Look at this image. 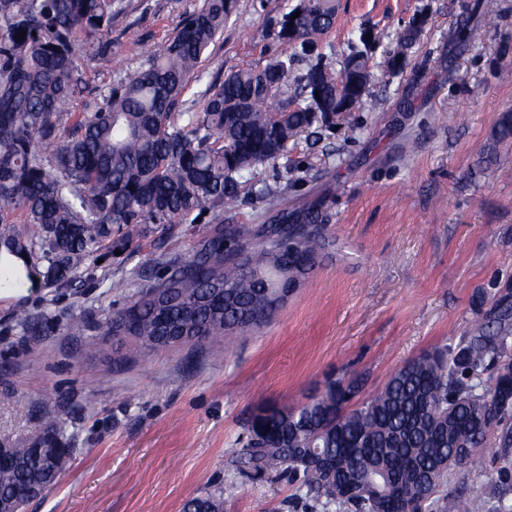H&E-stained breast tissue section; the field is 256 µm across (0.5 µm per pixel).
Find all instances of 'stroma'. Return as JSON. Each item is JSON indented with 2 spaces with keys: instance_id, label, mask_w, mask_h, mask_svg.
<instances>
[{
  "instance_id": "35a3bbf8",
  "label": "stroma",
  "mask_w": 512,
  "mask_h": 512,
  "mask_svg": "<svg viewBox=\"0 0 512 512\" xmlns=\"http://www.w3.org/2000/svg\"><path fill=\"white\" fill-rule=\"evenodd\" d=\"M112 54L86 68L85 109L138 54L159 45L199 0H124ZM477 0H337L324 36L333 59L364 23L386 51L415 10L429 20L399 73L376 76L365 103L321 139L291 152L300 170L260 167L279 193L267 209L249 190L224 207L223 225H146L130 251L81 265L67 288L26 284L0 297V441L35 444L56 433L72 456L65 474L26 512H181L193 494L220 496L224 512H336L287 475L257 476L238 450L257 409L294 406L330 380L356 376L360 397L406 361L474 336L476 294L512 286V143L481 155L502 113L512 111V0L484 22ZM296 0H237L224 35L206 54L205 80L261 67L284 46L276 22ZM465 51L449 38L459 24ZM321 202L331 242L286 304L260 328L229 342L151 351L104 334L168 262L196 253L217 231L274 227L281 212ZM26 309L31 331L16 324ZM80 317L89 328L72 335ZM512 447L463 465L439 496L481 495L484 512L512 504Z\"/></svg>"
}]
</instances>
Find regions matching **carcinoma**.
<instances>
[{"mask_svg": "<svg viewBox=\"0 0 512 512\" xmlns=\"http://www.w3.org/2000/svg\"><path fill=\"white\" fill-rule=\"evenodd\" d=\"M236 0H202L172 36L139 64L116 75L85 111L66 109L85 97L81 63L112 54L107 38L125 14L123 0H0V288H21L40 278L51 288L72 282L86 260L97 263L129 248L145 224L203 223L207 212L237 202L257 167L288 160L291 146L315 125L360 107L374 79L373 45L362 27L339 63L320 50L336 20V0H298L277 22L276 38L291 52L261 68L234 70L199 92L200 112L178 109L203 80L201 62L224 33ZM298 18H293L294 14ZM26 35L20 37V31ZM422 28L406 26L385 60L390 73ZM493 144L512 141V112L491 133ZM23 217V231L10 229ZM312 205L281 219L295 238L277 229L262 242L241 224L224 247L219 234L182 263L167 268L137 299L113 315L105 330L131 336L150 350L168 348L166 336L200 334L223 339L252 329L245 319L266 310L273 261H288L301 277L318 262L327 242ZM241 261H235V255ZM25 260L17 267L9 257ZM46 263L42 269L28 261ZM204 301L199 315L182 314L180 298ZM512 308H497L496 330L464 336L398 368L382 389L351 405L356 378L332 382L334 402L270 414L250 427L241 452L256 473L280 469L336 512H428L455 459L484 452L492 439L512 446V350L502 324ZM495 372L482 392L481 376ZM317 450L337 460L336 480L365 484L354 494L334 487L322 469L297 457ZM16 462L0 465V498L46 479L31 449H14ZM220 499L188 497L182 512ZM438 512H482L478 496L455 497Z\"/></svg>", "mask_w": 512, "mask_h": 512, "instance_id": "cac0c4a2", "label": "carcinoma"}]
</instances>
